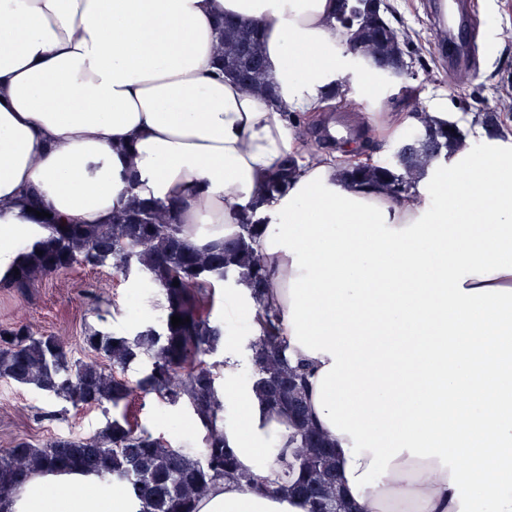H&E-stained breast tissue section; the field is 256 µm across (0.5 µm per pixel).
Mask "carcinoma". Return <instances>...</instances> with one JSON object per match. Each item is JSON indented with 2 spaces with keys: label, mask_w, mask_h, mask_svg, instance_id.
<instances>
[{
  "label": "carcinoma",
  "mask_w": 512,
  "mask_h": 512,
  "mask_svg": "<svg viewBox=\"0 0 512 512\" xmlns=\"http://www.w3.org/2000/svg\"><path fill=\"white\" fill-rule=\"evenodd\" d=\"M336 26L344 29L358 59L366 66L387 59L404 61L408 38L383 23L374 0H341ZM218 62L247 90L275 98V87L256 30L226 19L219 25ZM434 143L406 147L399 163L378 162L347 169L353 183L372 184L393 198L410 197L419 170L441 157L448 142L461 136L455 124L426 125ZM295 167L285 159L251 209L288 188ZM41 223L50 235L38 255H27L10 287L27 295L39 281L76 265L107 264L124 273L135 266L165 299L161 328L148 326L132 336H116L88 326L82 336L90 358H75L61 337L35 334L22 321L0 324V380L36 389L74 408L112 412L92 436H56L39 447L17 438L0 456V504L36 472L96 473L133 490L138 512H196V503L220 479L233 477L247 487L255 477L237 468L233 451L224 447V400L217 380L222 364L206 357L218 351L224 328L210 320L213 281L245 282L253 293L264 284L265 269L252 241L259 223L247 221L241 232L214 251L203 252L181 237L172 208L136 199L120 209L110 224H64L51 217ZM179 285H174V282ZM189 321L175 327L172 316ZM262 331L249 346L256 394L274 410L288 413L292 448L277 461L281 480L266 486L305 499L311 512H349L337 485L336 456L328 437L309 421L305 372L288 363V338L271 308L258 313ZM148 363L136 384L126 378L134 363ZM139 394L187 406L202 430L201 449L173 446L141 427L133 404Z\"/></svg>",
  "instance_id": "cac0c4a2"
}]
</instances>
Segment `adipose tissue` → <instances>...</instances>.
Returning a JSON list of instances; mask_svg holds the SVG:
<instances>
[{"mask_svg": "<svg viewBox=\"0 0 512 512\" xmlns=\"http://www.w3.org/2000/svg\"><path fill=\"white\" fill-rule=\"evenodd\" d=\"M339 0H0V282L49 230L35 189L71 224L129 197L175 204L182 237L235 236L260 208L261 296L228 283L234 314L276 309L288 361L310 370L309 413L335 444L354 512H512V130L428 166L413 200L344 178L358 142L309 162L292 125L343 71ZM227 15L263 39L277 101L218 75ZM224 354V441L265 479L292 427ZM93 473L33 474L5 512H137ZM303 500L214 484L197 512H309ZM291 160L293 159H285L279 168L273 172L265 187V195L252 204L251 209L253 212L258 209L260 205L268 203L288 188L289 180L296 169V166L293 167L292 163H290Z\"/></svg>", "mask_w": 512, "mask_h": 512, "instance_id": "adipose-tissue-1", "label": "adipose tissue"}]
</instances>
